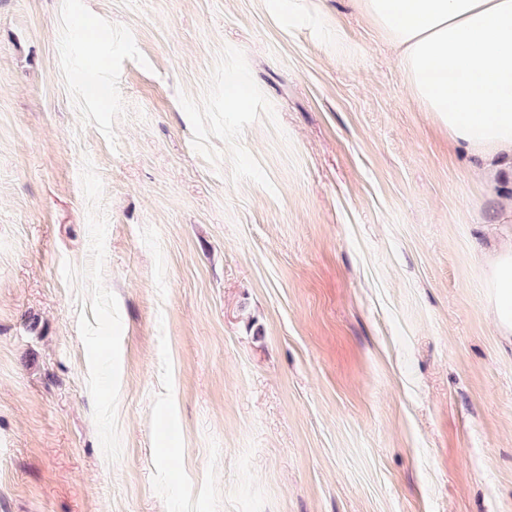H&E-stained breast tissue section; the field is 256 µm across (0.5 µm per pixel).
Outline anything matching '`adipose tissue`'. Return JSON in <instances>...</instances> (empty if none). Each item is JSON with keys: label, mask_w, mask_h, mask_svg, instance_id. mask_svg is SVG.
I'll use <instances>...</instances> for the list:
<instances>
[{"label": "adipose tissue", "mask_w": 512, "mask_h": 512, "mask_svg": "<svg viewBox=\"0 0 512 512\" xmlns=\"http://www.w3.org/2000/svg\"><path fill=\"white\" fill-rule=\"evenodd\" d=\"M398 51L416 102L492 180L512 161V0H360ZM488 306L512 335V238L486 270Z\"/></svg>", "instance_id": "adipose-tissue-1"}]
</instances>
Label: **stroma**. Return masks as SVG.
I'll return each instance as SVG.
<instances>
[{"instance_id": "1", "label": "stroma", "mask_w": 512, "mask_h": 512, "mask_svg": "<svg viewBox=\"0 0 512 512\" xmlns=\"http://www.w3.org/2000/svg\"><path fill=\"white\" fill-rule=\"evenodd\" d=\"M313 5L0 0V512H512V181ZM488 306L501 336L512 335V238L502 243L486 270Z\"/></svg>"}]
</instances>
